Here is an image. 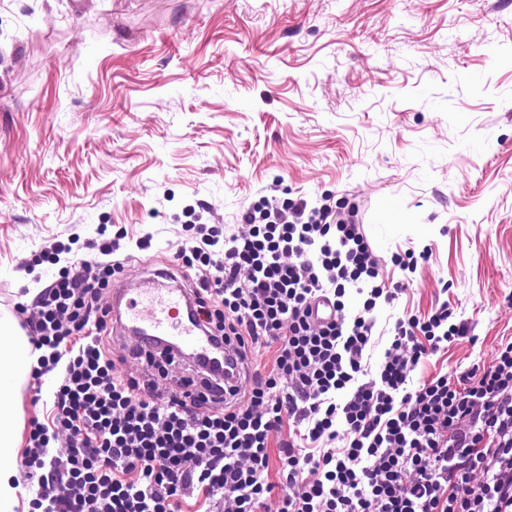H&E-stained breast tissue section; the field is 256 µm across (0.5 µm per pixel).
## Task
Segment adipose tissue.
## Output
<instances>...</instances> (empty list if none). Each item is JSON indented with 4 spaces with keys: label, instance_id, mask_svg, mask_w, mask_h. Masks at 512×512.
Returning a JSON list of instances; mask_svg holds the SVG:
<instances>
[{
    "label": "adipose tissue",
    "instance_id": "obj_1",
    "mask_svg": "<svg viewBox=\"0 0 512 512\" xmlns=\"http://www.w3.org/2000/svg\"><path fill=\"white\" fill-rule=\"evenodd\" d=\"M30 369L26 336L12 319L0 316V512H10L16 503L12 464L18 453L22 423L16 399Z\"/></svg>",
    "mask_w": 512,
    "mask_h": 512
}]
</instances>
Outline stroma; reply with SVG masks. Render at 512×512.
Masks as SVG:
<instances>
[{
    "mask_svg": "<svg viewBox=\"0 0 512 512\" xmlns=\"http://www.w3.org/2000/svg\"><path fill=\"white\" fill-rule=\"evenodd\" d=\"M356 205L389 318L468 332L414 380L512 339V0H0V310L108 240L141 277L190 208ZM428 250L414 273L395 256Z\"/></svg>",
    "mask_w": 512,
    "mask_h": 512,
    "instance_id": "obj_1",
    "label": "stroma"
}]
</instances>
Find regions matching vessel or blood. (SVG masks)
Instances as JSON below:
<instances>
[{
	"mask_svg": "<svg viewBox=\"0 0 512 512\" xmlns=\"http://www.w3.org/2000/svg\"><path fill=\"white\" fill-rule=\"evenodd\" d=\"M178 268L155 270L158 288L114 289L112 328L141 344L171 346L175 356H190L203 373L202 389L214 399L239 389L244 374L236 346L216 343L198 321L195 301L179 285Z\"/></svg>",
	"mask_w": 512,
	"mask_h": 512,
	"instance_id": "1",
	"label": "vessel or blood"
}]
</instances>
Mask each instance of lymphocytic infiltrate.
<instances>
[{"label":"lymphocytic infiltrate","mask_w":512,"mask_h":512,"mask_svg":"<svg viewBox=\"0 0 512 512\" xmlns=\"http://www.w3.org/2000/svg\"><path fill=\"white\" fill-rule=\"evenodd\" d=\"M243 233L199 225L179 247L197 268L196 307L207 330L243 356L276 349L246 402L182 389L157 399L155 382L124 377L99 304L120 269L109 241L98 258L63 267L23 316L31 377L48 422L32 419L23 456L27 512H260L281 489L279 512H512V341L490 364L413 383L428 357L463 337L448 305L399 318L376 370L363 359L375 310L397 300L355 211L261 198ZM362 306L345 317V301ZM328 298L329 322L312 317ZM299 425L270 482L268 443Z\"/></svg>","instance_id":"lymphocytic-infiltrate-1"}]
</instances>
